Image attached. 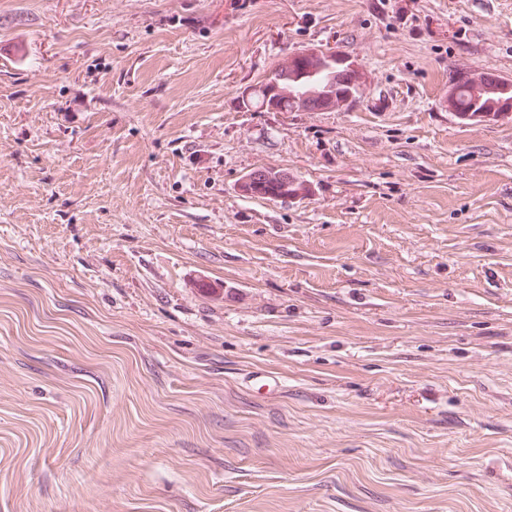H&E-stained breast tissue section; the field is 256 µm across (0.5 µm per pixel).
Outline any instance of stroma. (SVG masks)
<instances>
[{
    "label": "stroma",
    "instance_id": "35a3bbf8",
    "mask_svg": "<svg viewBox=\"0 0 512 512\" xmlns=\"http://www.w3.org/2000/svg\"><path fill=\"white\" fill-rule=\"evenodd\" d=\"M318 46L353 107L241 109ZM481 67L512 0H0V512H512V114L440 106ZM243 192L248 196L269 199L296 198L305 193L302 182L290 178L284 170H257L246 174L242 181Z\"/></svg>",
    "mask_w": 512,
    "mask_h": 512
}]
</instances>
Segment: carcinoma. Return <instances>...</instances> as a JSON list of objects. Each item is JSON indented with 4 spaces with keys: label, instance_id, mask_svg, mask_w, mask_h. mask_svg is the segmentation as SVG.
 <instances>
[{
    "label": "carcinoma",
    "instance_id": "1",
    "mask_svg": "<svg viewBox=\"0 0 512 512\" xmlns=\"http://www.w3.org/2000/svg\"><path fill=\"white\" fill-rule=\"evenodd\" d=\"M324 63L307 60L270 74V77L241 93L240 106L263 112H317L318 103L327 110L348 109L360 99L364 80L360 67L342 56L320 51ZM471 72L460 71L448 79L452 111L461 120L493 119L512 111V80L501 77L473 80ZM248 196L269 199L296 198L305 193L304 184L284 170H257L242 178Z\"/></svg>",
    "mask_w": 512,
    "mask_h": 512
}]
</instances>
